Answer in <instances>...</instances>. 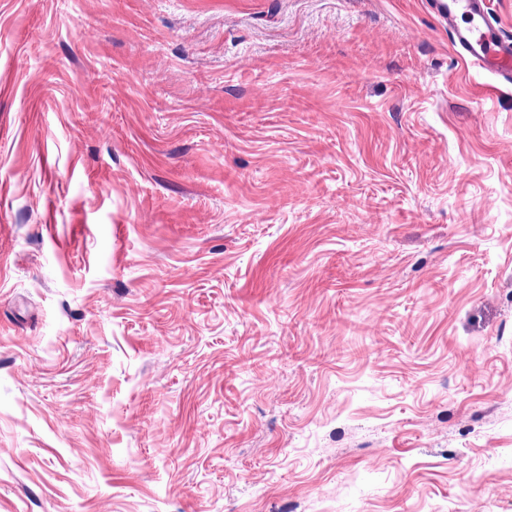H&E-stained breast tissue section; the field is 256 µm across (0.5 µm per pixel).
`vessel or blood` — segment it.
I'll list each match as a JSON object with an SVG mask.
<instances>
[{
	"mask_svg": "<svg viewBox=\"0 0 512 512\" xmlns=\"http://www.w3.org/2000/svg\"><path fill=\"white\" fill-rule=\"evenodd\" d=\"M431 11L448 23L453 43L470 64L504 81H512V40L501 36L491 22L490 0H429ZM466 25H458V15Z\"/></svg>",
	"mask_w": 512,
	"mask_h": 512,
	"instance_id": "vessel-or-blood-1",
	"label": "vessel or blood"
}]
</instances>
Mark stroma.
Returning a JSON list of instances; mask_svg holds the SVG:
<instances>
[{"instance_id":"stroma-1","label":"stroma","mask_w":512,"mask_h":512,"mask_svg":"<svg viewBox=\"0 0 512 512\" xmlns=\"http://www.w3.org/2000/svg\"><path fill=\"white\" fill-rule=\"evenodd\" d=\"M0 512H512V82L425 0H0Z\"/></svg>"}]
</instances>
